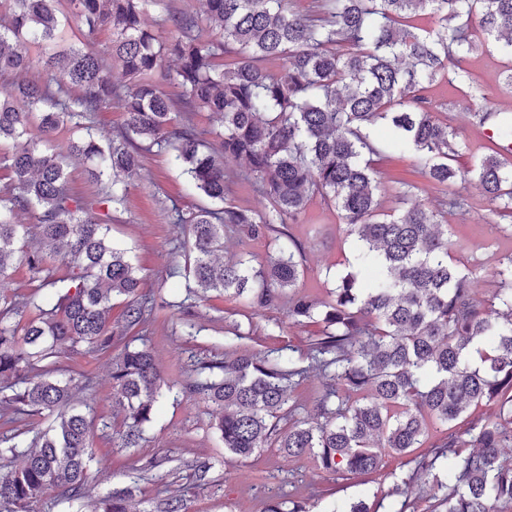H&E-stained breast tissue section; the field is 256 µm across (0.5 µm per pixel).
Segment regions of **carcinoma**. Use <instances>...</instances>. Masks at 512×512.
<instances>
[{"instance_id":"1","label":"carcinoma","mask_w":512,"mask_h":512,"mask_svg":"<svg viewBox=\"0 0 512 512\" xmlns=\"http://www.w3.org/2000/svg\"><path fill=\"white\" fill-rule=\"evenodd\" d=\"M0 23V76L33 72L0 87V280L14 258L44 296L0 304V424L35 413L53 417L36 434L16 428L0 456L21 463L0 473V512H40L49 495L59 504L88 497L93 420L77 395L89 374L56 377L63 357L110 352L111 406L124 414L113 446L135 448L171 391L146 343L155 298L142 288V268L112 241L111 224L142 158L165 153L208 204L169 218L189 227L187 295L217 292L258 307L288 299V320L322 325L308 344L307 365L282 350H251L233 328L224 355L193 370L183 393L212 410L213 427L231 457L246 459L275 439L288 456L308 455L318 468L375 480L386 454L423 445L430 428L458 420L473 406L490 414L470 422L469 439L449 434L421 474L445 490L441 512L512 509V257L495 271L500 288L475 297L474 273L448 263V225L416 186L402 183L404 208L382 207L373 157L413 152L423 175L450 188L446 206L461 213L453 190L475 180L493 208L512 214V112L481 107L473 124L491 132L496 149L471 167L451 161L456 128L433 118L421 90L438 80L471 82L465 56L504 42L512 57V0H321L313 14L288 0H202L203 9L165 0H9ZM161 7L169 36L143 24ZM429 12L434 26L415 24ZM82 35L112 32L102 51L56 50L70 17ZM478 20L481 36L472 37ZM40 52L33 57L30 47ZM121 67L122 78L112 72ZM62 69L67 82L56 79ZM178 90L171 96L167 87ZM123 112L122 130L97 135V114ZM208 112L223 129L210 142L190 115ZM386 126L390 138L375 130ZM81 133L73 155L91 162L100 192L87 199L69 186L67 161L51 148L59 129ZM243 159L247 178L273 201L269 212L224 205L227 163ZM319 196L340 210L355 241V259L379 278L361 286L350 271L326 299L296 291L302 270L296 245L278 248L259 267L219 262L224 230L262 237L296 220ZM122 305L112 324V302ZM185 332L199 335L191 305L178 303ZM310 370L327 379L315 417L284 432L279 423L294 388ZM8 393H3V390ZM470 452L462 453L460 449ZM134 488L99 499L96 512H132ZM150 512H187L184 500L160 497Z\"/></svg>"}]
</instances>
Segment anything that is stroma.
<instances>
[{
	"label": "stroma",
	"mask_w": 512,
	"mask_h": 512,
	"mask_svg": "<svg viewBox=\"0 0 512 512\" xmlns=\"http://www.w3.org/2000/svg\"><path fill=\"white\" fill-rule=\"evenodd\" d=\"M505 53L490 47L471 54L466 69L476 80L479 91L473 96L455 94L444 85H434L428 96L435 106L437 119L452 121L458 131L461 150L454 164L463 168L489 154L488 136L483 128L467 120L469 111L488 105L512 111V91L503 84ZM375 177L381 184L385 207L399 205L402 183L415 184L429 206H437L445 187L430 183L418 171L412 154L385 153L375 157ZM461 192L471 205L466 216L448 214V238L453 247L451 261L461 269L476 270L474 285L478 299L490 298L498 288L493 276L512 255V216L502 218L501 228H492L484 218L490 208L481 187L474 182ZM182 205L199 203L186 175L175 168L166 155H152L142 161L139 178L129 186L126 209L119 223L112 226L115 243L132 248L137 263L162 306L149 327V345L154 359L173 385L140 447L126 449L111 445L114 430L123 425L119 412L108 410L112 393V357L90 352L62 359L65 367L91 373L96 409L106 412L104 422L95 423L93 452L108 469L107 476L91 484L90 496L73 506L46 500L41 512H94L95 499L104 497L131 482H138L136 504L139 512H149L157 495H186L189 512H267L270 506L294 498L306 512H331L334 504L365 500L376 512H389L394 498L390 491L394 475L412 472L414 463L407 458L386 456L379 477L367 484L349 478L320 473L312 458L291 457L276 446L263 448L249 459L235 460L225 455L213 427L210 408L202 400L185 395L181 385L191 369L201 361L212 360L224 351V336L234 326L252 332V348L293 349L304 352L311 336L321 331L317 324L289 321L285 308H254L241 300L215 293L207 297L186 294L181 273L184 255L181 246L186 235L181 226L169 223L164 206L169 199ZM295 240L303 274L298 282L301 292L326 296L334 288L337 274L350 269L355 245L347 237L339 211L333 204L315 199L297 220L285 226ZM278 238L269 234L251 238L242 233H225L224 257L243 256L263 262L276 249ZM186 299L193 306L198 336L185 335L179 322L176 301ZM164 458V465L148 474L140 469L149 459ZM211 465L207 485H197L189 465L194 461Z\"/></svg>",
	"instance_id": "35a3bbf8"
}]
</instances>
